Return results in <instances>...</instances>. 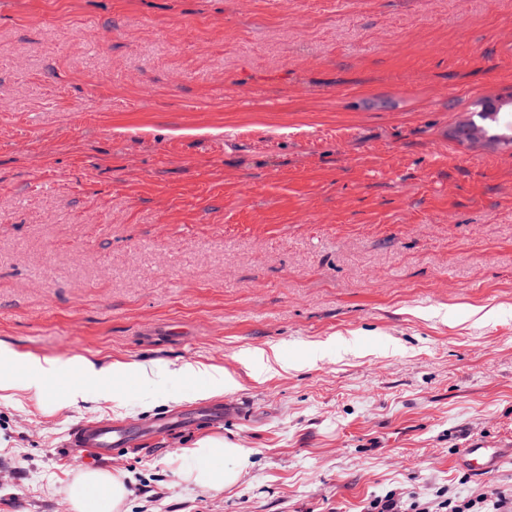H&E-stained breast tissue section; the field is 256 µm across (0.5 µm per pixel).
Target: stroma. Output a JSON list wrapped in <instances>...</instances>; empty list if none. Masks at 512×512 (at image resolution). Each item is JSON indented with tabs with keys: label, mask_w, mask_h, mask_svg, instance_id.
<instances>
[{
	"label": "stroma",
	"mask_w": 512,
	"mask_h": 512,
	"mask_svg": "<svg viewBox=\"0 0 512 512\" xmlns=\"http://www.w3.org/2000/svg\"><path fill=\"white\" fill-rule=\"evenodd\" d=\"M490 97L512 0H0V345L157 369L0 392V512H70L75 426L216 401L110 461L126 512L511 488L458 461L512 448V144L454 136ZM205 436L250 453L221 491ZM189 453L192 463L179 472V479L205 491H221L235 484L250 464L249 454L243 448L221 438H201Z\"/></svg>",
	"instance_id": "1"
}]
</instances>
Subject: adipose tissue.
I'll return each mask as SVG.
<instances>
[{"label": "adipose tissue", "instance_id": "adipose-tissue-1", "mask_svg": "<svg viewBox=\"0 0 512 512\" xmlns=\"http://www.w3.org/2000/svg\"><path fill=\"white\" fill-rule=\"evenodd\" d=\"M72 366L80 368L87 379L95 382L121 375L118 369L95 367L80 356L65 363L4 349L0 351V391L14 390L22 385L26 390L42 392L46 380L65 376ZM190 456L192 463L180 471L179 478L205 491H220L235 484L249 465V455L244 449L220 438L199 439ZM64 494L73 512H122L128 490L123 475L97 468L78 472L66 485Z\"/></svg>", "mask_w": 512, "mask_h": 512}]
</instances>
